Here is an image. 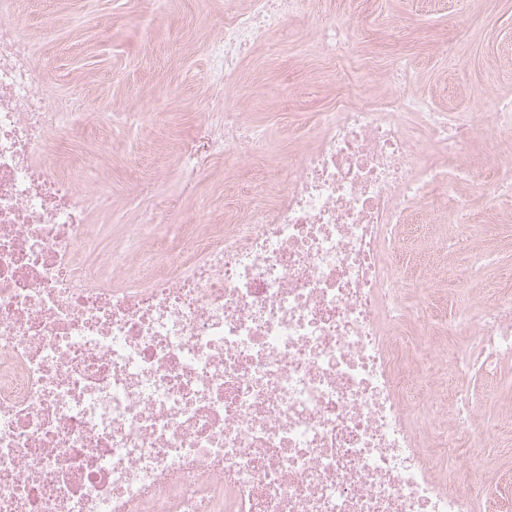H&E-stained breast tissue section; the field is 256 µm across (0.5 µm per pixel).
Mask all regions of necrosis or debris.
<instances>
[{"mask_svg":"<svg viewBox=\"0 0 512 512\" xmlns=\"http://www.w3.org/2000/svg\"><path fill=\"white\" fill-rule=\"evenodd\" d=\"M224 0L217 87L312 0ZM0 0V512H484L473 480L512 438L442 372L512 385V297L412 336L391 258L397 225L455 201L433 248L483 276L488 225L467 221L463 166L480 131L512 168V109L452 120L408 94L328 113L282 180L223 224L150 213L105 249L91 212L107 177L65 168L53 143L85 121L44 93L35 49ZM224 125L181 157L224 148L274 160L221 100Z\"/></svg>","mask_w":512,"mask_h":512,"instance_id":"4bbe7bcc","label":"necrosis or debris"}]
</instances>
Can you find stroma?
Wrapping results in <instances>:
<instances>
[{"instance_id":"stroma-1","label":"stroma","mask_w":512,"mask_h":512,"mask_svg":"<svg viewBox=\"0 0 512 512\" xmlns=\"http://www.w3.org/2000/svg\"><path fill=\"white\" fill-rule=\"evenodd\" d=\"M316 10L272 33L244 62L229 96L245 122L270 136L280 160L311 144L320 114L343 104V83L360 72L368 78L359 94L369 101L406 92L449 114L512 103V0H317ZM336 18L346 21L353 51L328 60L314 50L315 26ZM21 28L40 47L47 91L79 97L91 115L77 136L57 140L54 153L63 165L79 162L89 176L111 181L112 197L93 223L119 235L173 204L219 224L225 210L246 206L247 186L278 178L264 160L240 168L220 150L195 173L179 164L187 141L224 120L204 109L214 94L208 44L224 28V0H28ZM153 105L159 114L146 127L94 119ZM490 154L489 137L478 135L469 160L485 173L463 193L481 223L498 227L483 285L512 294V197L487 205ZM139 180L155 181L151 198L135 194ZM484 475L495 512H512V445L494 451Z\"/></svg>"}]
</instances>
